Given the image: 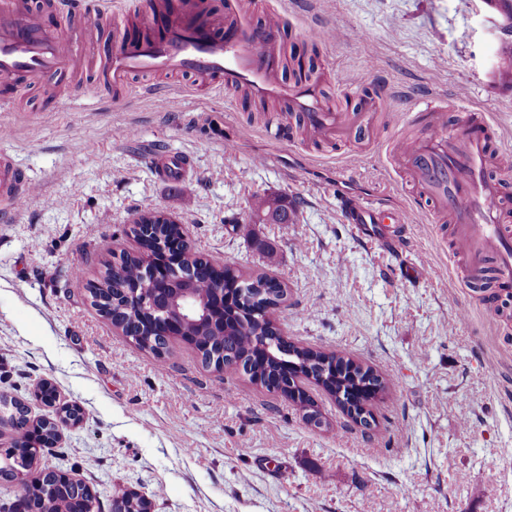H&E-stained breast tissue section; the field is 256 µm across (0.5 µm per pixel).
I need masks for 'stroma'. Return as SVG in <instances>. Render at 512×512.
I'll return each mask as SVG.
<instances>
[{"label": "stroma", "instance_id": "obj_1", "mask_svg": "<svg viewBox=\"0 0 512 512\" xmlns=\"http://www.w3.org/2000/svg\"><path fill=\"white\" fill-rule=\"evenodd\" d=\"M246 2L256 18H284L283 57L316 51L336 111L358 110L376 85L393 89L366 134L319 140L282 116L281 101L181 75L115 88L99 65L0 105L10 129L0 152L37 187L22 207L0 206V394L47 417L30 395L47 379L84 416L38 469L71 472L101 512L116 488L154 512H512V311L465 284L451 222L412 224L397 252L358 236L339 207L345 196L411 204L393 145L420 130L400 117L403 97L436 99L453 133L470 111L486 113L503 136L493 167L512 175L502 15L488 0ZM318 29L331 39L312 42ZM281 117L292 132L283 142L268 134ZM172 155L191 165L167 181L155 163ZM264 195L295 202L294 223L233 230L232 215L248 217ZM152 209L180 220L216 265L280 280L290 340L346 352L387 380L375 426L362 430L313 385L326 424L311 427L284 396L203 367L187 345L160 362L113 330L87 282L133 248L130 225ZM414 263L422 277L407 275Z\"/></svg>", "mask_w": 512, "mask_h": 512}]
</instances>
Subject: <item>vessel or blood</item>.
Instances as JSON below:
<instances>
[{"label": "vessel or blood", "instance_id": "vessel-or-blood-1", "mask_svg": "<svg viewBox=\"0 0 512 512\" xmlns=\"http://www.w3.org/2000/svg\"><path fill=\"white\" fill-rule=\"evenodd\" d=\"M79 20L74 38L60 37L47 24V11ZM243 0H224L222 11L204 16L196 0H164L150 12L143 27L154 38L125 36L113 43L105 60L106 78L122 85L134 72L192 74L218 89L246 87L253 96L286 100L314 134H347L362 129L368 108L355 112L328 111L320 83L289 84L275 72L282 49L283 24L277 14L256 23ZM107 0H0V101H8L13 87L50 75H60L76 63L79 50L93 48L109 20ZM414 117L424 127L421 136L400 143L397 154L420 194L404 209L381 202L351 198L342 205L347 222L360 234L398 250L407 242L414 216L448 214L454 225L453 250L465 278L478 284L487 260H494L500 280L512 284V226L506 213L512 201L502 179L490 167L500 135L481 112L471 113L457 134H448L444 115L435 101L411 103ZM33 184H21L14 168L0 165V202L16 206Z\"/></svg>", "mask_w": 512, "mask_h": 512}]
</instances>
